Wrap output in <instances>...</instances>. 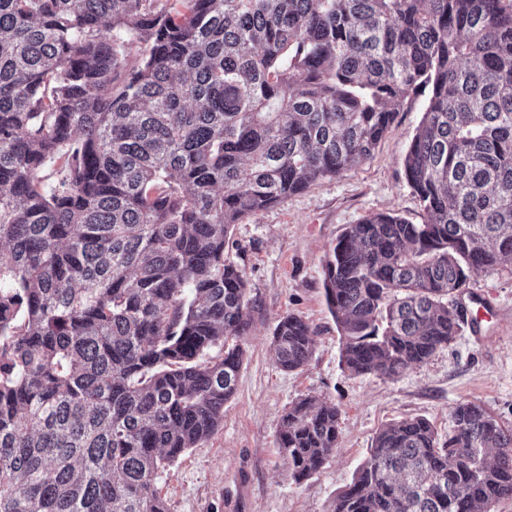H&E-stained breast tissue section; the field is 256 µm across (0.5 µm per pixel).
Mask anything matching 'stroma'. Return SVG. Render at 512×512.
<instances>
[{"label": "stroma", "instance_id": "obj_1", "mask_svg": "<svg viewBox=\"0 0 512 512\" xmlns=\"http://www.w3.org/2000/svg\"><path fill=\"white\" fill-rule=\"evenodd\" d=\"M421 108V99L409 101L370 159L233 226L226 250L247 272L254 320L239 339L246 356L236 394L224 406L223 426L157 478L170 512H328L387 422L421 417L444 439L454 428V407L474 401L512 428L511 265L470 277L469 291L498 310L490 332L462 326L448 347L394 379L353 376L341 364L322 259L348 225L369 215L395 212L420 222L421 208L406 183L403 161ZM289 313L316 331L309 364L293 373L277 367L271 348L277 320ZM307 395L337 405L339 439L320 473L299 482L276 435L288 408Z\"/></svg>", "mask_w": 512, "mask_h": 512}]
</instances>
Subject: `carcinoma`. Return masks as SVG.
Segmentation results:
<instances>
[{
    "instance_id": "obj_1",
    "label": "carcinoma",
    "mask_w": 512,
    "mask_h": 512,
    "mask_svg": "<svg viewBox=\"0 0 512 512\" xmlns=\"http://www.w3.org/2000/svg\"><path fill=\"white\" fill-rule=\"evenodd\" d=\"M418 95L421 222L370 215L322 261L353 375L448 346L470 275L512 264V0H0V512H169L158 474L245 357L231 228L370 159ZM272 345L294 372L314 331L288 314ZM453 419L385 424L329 512H494L512 429ZM338 435L304 397L277 444L300 481Z\"/></svg>"
}]
</instances>
